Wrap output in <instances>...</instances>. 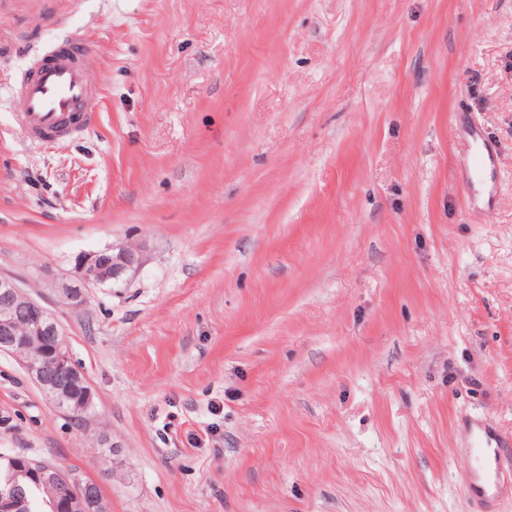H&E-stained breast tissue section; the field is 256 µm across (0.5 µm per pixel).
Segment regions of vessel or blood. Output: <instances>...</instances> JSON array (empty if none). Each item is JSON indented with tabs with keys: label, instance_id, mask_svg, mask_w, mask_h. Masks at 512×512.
Returning <instances> with one entry per match:
<instances>
[{
	"label": "vessel or blood",
	"instance_id": "b4317fda",
	"mask_svg": "<svg viewBox=\"0 0 512 512\" xmlns=\"http://www.w3.org/2000/svg\"><path fill=\"white\" fill-rule=\"evenodd\" d=\"M95 52V45L80 37L56 41L12 82L17 102L14 121L24 138L65 143L81 137L94 124L101 98V74L90 64ZM469 168L478 178L492 173L494 159L484 144L476 145ZM492 442L488 432L475 430L462 459L467 490L484 502L494 499L504 483L500 453L492 449Z\"/></svg>",
	"mask_w": 512,
	"mask_h": 512
}]
</instances>
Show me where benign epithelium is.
Segmentation results:
<instances>
[{
	"label": "benign epithelium",
	"instance_id": "obj_1",
	"mask_svg": "<svg viewBox=\"0 0 512 512\" xmlns=\"http://www.w3.org/2000/svg\"><path fill=\"white\" fill-rule=\"evenodd\" d=\"M142 265L143 254L137 247L85 253L77 260V282L62 284L60 295L68 307H82L88 302L91 289L109 281L112 287L120 288ZM21 301L27 302L33 310L31 319L23 328L18 327L13 314L14 307ZM46 336L54 339L47 361L23 357L28 347ZM0 351L21 358L29 376L53 402L66 395L64 380L82 381L83 371L72 361L60 326L52 314L26 295L13 279L1 275ZM31 476L39 488H59L61 495L65 496L67 512H109L105 499L93 496L90 482L78 475H60L48 464L41 463L32 470ZM27 509L24 491L14 484V480H9L0 489V512H27Z\"/></svg>",
	"mask_w": 512,
	"mask_h": 512
}]
</instances>
